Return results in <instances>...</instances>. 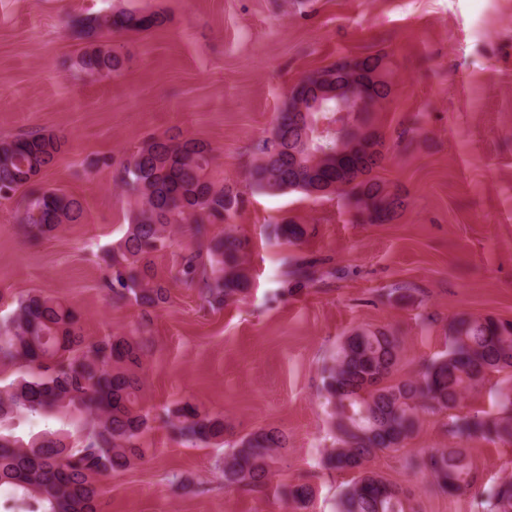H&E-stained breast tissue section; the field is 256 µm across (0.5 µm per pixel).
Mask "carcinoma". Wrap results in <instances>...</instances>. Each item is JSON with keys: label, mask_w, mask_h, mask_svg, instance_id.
I'll return each instance as SVG.
<instances>
[{"label": "carcinoma", "mask_w": 512, "mask_h": 512, "mask_svg": "<svg viewBox=\"0 0 512 512\" xmlns=\"http://www.w3.org/2000/svg\"><path fill=\"white\" fill-rule=\"evenodd\" d=\"M164 18L152 12L117 11L92 20L74 19L72 33L84 49L68 70L96 80L119 74L125 58L103 44L105 32H144ZM324 81L339 83L345 98L365 99L358 123L367 139L383 146L373 114L391 95L384 57L336 63L319 70ZM304 122L309 144L299 163L288 168V140L299 139L294 113L283 107L271 135L257 141L245 164L246 188L277 193L335 192L356 215L378 224L391 221L403 206L389 185L371 176L381 156L366 161L357 148L355 128L332 137L316 135L326 112H310ZM53 132L0 138V202L21 188L18 231L41 240L64 224H76L84 202L58 190L37 186L38 177L61 153ZM213 150L194 138L153 135L134 146L116 165L115 184L133 201L130 224L122 239L97 257L103 288L114 305H132L143 314L169 299L168 283L200 289L212 309L247 294L248 242L231 230L215 233L243 203L235 184L218 185L208 176ZM189 238L179 260L158 273L154 258L173 244L174 234ZM306 224L283 221L269 235L299 246L309 236ZM322 262L310 257L284 261L282 283L309 288L323 279ZM401 360L400 341L385 330L356 329L342 337L331 361L322 367L321 398L334 433V447L323 464L359 477L341 492L336 512H414L411 493L369 469L380 451H397L413 437L421 417L451 413L448 436L453 444L432 448L408 461L424 472L437 492L458 496L476 491L484 512H512V478L481 487L466 442L512 441V321L492 316L460 315L448 323V350L422 364L412 376L389 382ZM0 364L24 368L0 386V509L3 512H100L101 480L145 457L140 440L149 427L141 397L143 344L134 336L111 334L86 340L79 312L44 294L19 299L0 321ZM508 371L497 392L500 413L485 418L462 413L466 394L493 372ZM77 420L73 431H46L25 442L16 428L32 417ZM174 436L187 444L224 443V415L185 402L169 420ZM287 435L265 427L241 436L224 454V486L250 491L268 489L274 464ZM315 490L308 483L276 487L275 495L291 509L305 512Z\"/></svg>", "instance_id": "1"}]
</instances>
